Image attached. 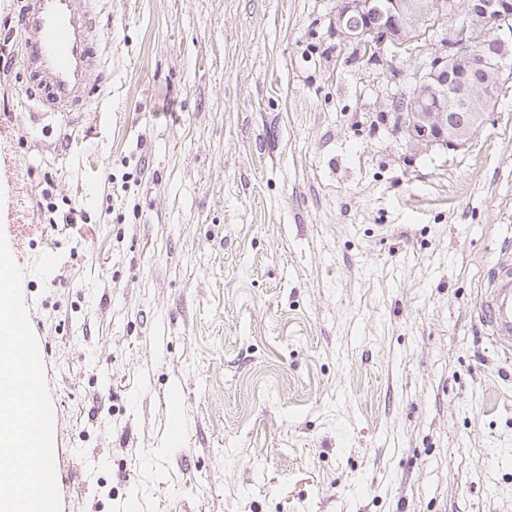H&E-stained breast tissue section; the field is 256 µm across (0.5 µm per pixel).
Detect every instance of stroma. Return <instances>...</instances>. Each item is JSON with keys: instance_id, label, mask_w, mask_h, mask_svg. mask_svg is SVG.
I'll return each mask as SVG.
<instances>
[{"instance_id": "35a3bbf8", "label": "stroma", "mask_w": 512, "mask_h": 512, "mask_svg": "<svg viewBox=\"0 0 512 512\" xmlns=\"http://www.w3.org/2000/svg\"><path fill=\"white\" fill-rule=\"evenodd\" d=\"M25 3L0 6L28 191L0 230L62 512H512V353L478 309L512 249V89L417 152L338 0H102L99 110L34 122Z\"/></svg>"}]
</instances>
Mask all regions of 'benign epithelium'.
I'll return each instance as SVG.
<instances>
[{
	"label": "benign epithelium",
	"instance_id": "obj_1",
	"mask_svg": "<svg viewBox=\"0 0 512 512\" xmlns=\"http://www.w3.org/2000/svg\"><path fill=\"white\" fill-rule=\"evenodd\" d=\"M330 26L342 45L393 64L427 46L429 56L389 95L419 151L462 149L512 84V0H340Z\"/></svg>",
	"mask_w": 512,
	"mask_h": 512
}]
</instances>
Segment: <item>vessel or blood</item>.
Instances as JSON below:
<instances>
[{
  "label": "vessel or blood",
  "instance_id": "vessel-or-blood-1",
  "mask_svg": "<svg viewBox=\"0 0 512 512\" xmlns=\"http://www.w3.org/2000/svg\"><path fill=\"white\" fill-rule=\"evenodd\" d=\"M100 0H28L19 20L23 62L47 88L31 101L40 118L70 115L95 103L92 76L107 44L94 20ZM480 319L495 344L512 349V261L497 262L487 276Z\"/></svg>",
  "mask_w": 512,
  "mask_h": 512
}]
</instances>
